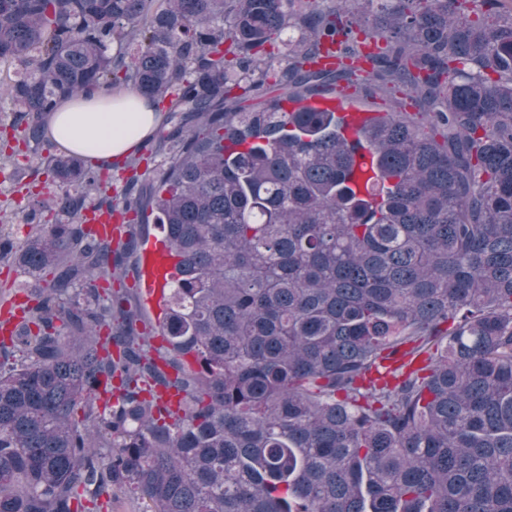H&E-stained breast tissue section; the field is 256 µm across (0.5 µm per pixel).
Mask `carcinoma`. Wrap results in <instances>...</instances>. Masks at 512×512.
Instances as JSON below:
<instances>
[{"label":"carcinoma","instance_id":"obj_1","mask_svg":"<svg viewBox=\"0 0 512 512\" xmlns=\"http://www.w3.org/2000/svg\"><path fill=\"white\" fill-rule=\"evenodd\" d=\"M2 65L27 144L120 86L184 116L142 143L168 151L157 182L134 159L92 208L95 157L54 156L34 234L0 236V260L52 274L0 341V512L118 491L153 512H512L506 0H0ZM361 72L414 111L355 140L280 111ZM0 154L22 181L23 150ZM90 211L150 212L179 257L161 344Z\"/></svg>","mask_w":512,"mask_h":512}]
</instances>
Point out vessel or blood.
<instances>
[{"mask_svg":"<svg viewBox=\"0 0 512 512\" xmlns=\"http://www.w3.org/2000/svg\"><path fill=\"white\" fill-rule=\"evenodd\" d=\"M285 112H331L334 113L345 137L353 139L365 127L374 123L377 111L352 104L348 94L341 89L320 92L310 96L283 100ZM176 259L165 247L164 235L149 236L138 249V285L141 298L154 316L166 311L171 274Z\"/></svg>","mask_w":512,"mask_h":512,"instance_id":"obj_1","label":"vessel or blood"}]
</instances>
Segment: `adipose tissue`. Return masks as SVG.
Here are the masks:
<instances>
[{
    "instance_id": "adipose-tissue-1",
    "label": "adipose tissue",
    "mask_w": 512,
    "mask_h": 512,
    "mask_svg": "<svg viewBox=\"0 0 512 512\" xmlns=\"http://www.w3.org/2000/svg\"><path fill=\"white\" fill-rule=\"evenodd\" d=\"M162 119V113L135 92H97L63 101L44 117L43 126L62 150L112 160L129 154Z\"/></svg>"
}]
</instances>
